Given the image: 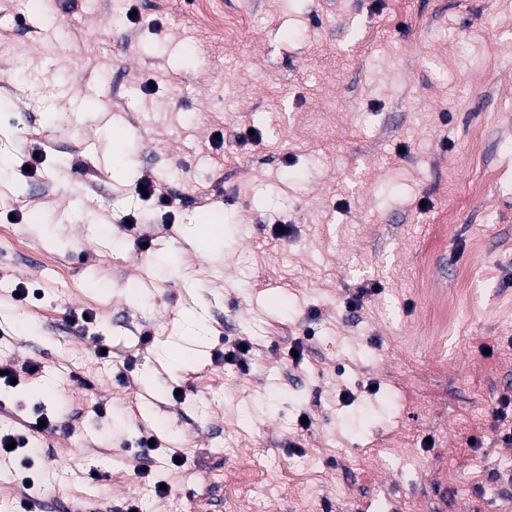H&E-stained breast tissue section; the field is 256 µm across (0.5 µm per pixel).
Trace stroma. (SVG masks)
Wrapping results in <instances>:
<instances>
[{
	"label": "stroma",
	"instance_id": "obj_1",
	"mask_svg": "<svg viewBox=\"0 0 512 512\" xmlns=\"http://www.w3.org/2000/svg\"><path fill=\"white\" fill-rule=\"evenodd\" d=\"M27 6L0 0V434L40 452L0 512L24 475L28 512H512V0ZM242 6L240 40L196 22Z\"/></svg>",
	"mask_w": 512,
	"mask_h": 512
}]
</instances>
